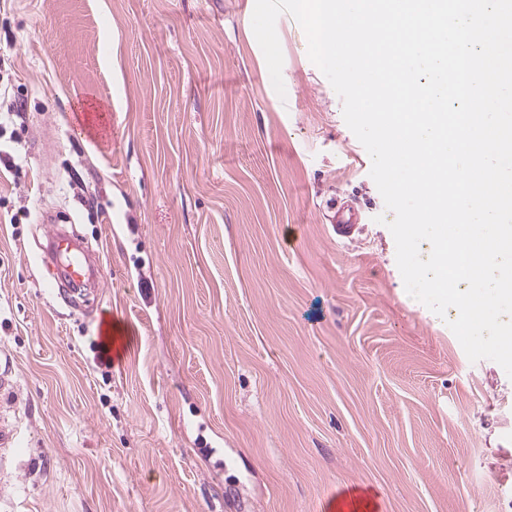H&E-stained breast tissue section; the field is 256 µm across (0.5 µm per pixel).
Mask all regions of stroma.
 I'll return each mask as SVG.
<instances>
[{"label": "stroma", "instance_id": "35a3bbf8", "mask_svg": "<svg viewBox=\"0 0 512 512\" xmlns=\"http://www.w3.org/2000/svg\"><path fill=\"white\" fill-rule=\"evenodd\" d=\"M254 5L0 0V512H512V378L408 302L341 99L287 13L276 93ZM48 257L55 259L58 255H65L66 271L73 283L79 284L88 274L89 267L86 260L82 258L74 247L73 243L60 236L59 233L53 232L47 251ZM15 380L9 373L0 372V465L11 459L19 445L18 429L3 416L15 396Z\"/></svg>", "mask_w": 512, "mask_h": 512}]
</instances>
